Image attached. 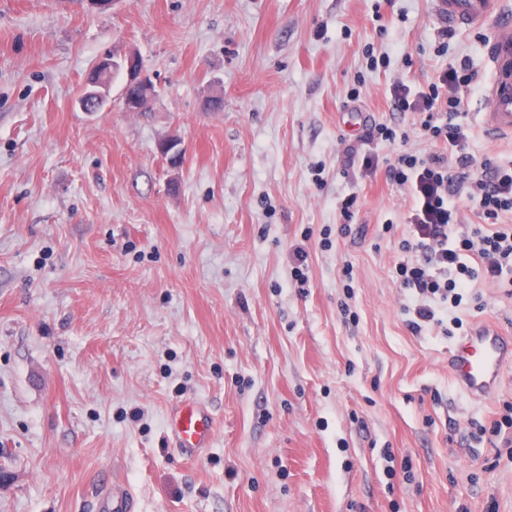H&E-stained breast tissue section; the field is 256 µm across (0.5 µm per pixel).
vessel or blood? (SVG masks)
I'll list each match as a JSON object with an SVG mask.
<instances>
[{
    "label": "vessel or blood",
    "mask_w": 512,
    "mask_h": 512,
    "mask_svg": "<svg viewBox=\"0 0 512 512\" xmlns=\"http://www.w3.org/2000/svg\"><path fill=\"white\" fill-rule=\"evenodd\" d=\"M438 18L461 29L492 22L486 43L491 77L483 87V125L495 138H512V17L494 16V0H433ZM512 365V336L492 323H482L450 351L448 368L455 385L470 398L483 401L494 394L505 367ZM168 430L185 454L209 447L216 426L208 408L197 401L177 407L168 417Z\"/></svg>",
    "instance_id": "obj_1"
}]
</instances>
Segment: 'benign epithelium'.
I'll return each instance as SVG.
<instances>
[{
  "mask_svg": "<svg viewBox=\"0 0 512 512\" xmlns=\"http://www.w3.org/2000/svg\"><path fill=\"white\" fill-rule=\"evenodd\" d=\"M125 69L127 80L122 89L124 107L129 112H142L154 97V85L149 74L140 67L138 59L130 53L120 56L117 53L101 57L95 64L92 80L87 83L85 94L95 97L98 108H103L109 98L107 79L112 72Z\"/></svg>",
  "mask_w": 512,
  "mask_h": 512,
  "instance_id": "obj_1",
  "label": "benign epithelium"
}]
</instances>
